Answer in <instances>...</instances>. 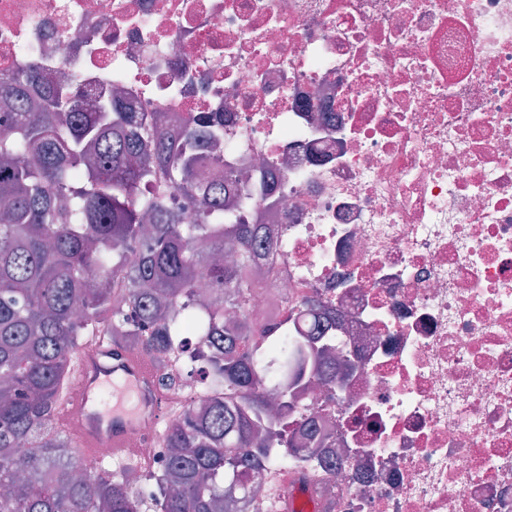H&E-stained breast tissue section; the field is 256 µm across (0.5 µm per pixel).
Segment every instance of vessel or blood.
Listing matches in <instances>:
<instances>
[{"mask_svg": "<svg viewBox=\"0 0 512 512\" xmlns=\"http://www.w3.org/2000/svg\"><path fill=\"white\" fill-rule=\"evenodd\" d=\"M154 373V363L145 354L117 347L101 336L86 344L56 417L82 456H94L103 447L111 448L113 458L127 455L130 436L147 423L136 401ZM75 407L80 417H71Z\"/></svg>", "mask_w": 512, "mask_h": 512, "instance_id": "1", "label": "vessel or blood"}]
</instances>
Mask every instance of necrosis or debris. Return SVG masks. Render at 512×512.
<instances>
[{
	"instance_id": "necrosis-or-debris-1",
	"label": "necrosis or debris",
	"mask_w": 512,
	"mask_h": 512,
	"mask_svg": "<svg viewBox=\"0 0 512 512\" xmlns=\"http://www.w3.org/2000/svg\"><path fill=\"white\" fill-rule=\"evenodd\" d=\"M33 65L223 123L221 175L288 244L249 311L340 315L354 366L304 402L341 455L246 512L310 479L334 512H512V0H0V74ZM172 373L138 484L209 366Z\"/></svg>"
}]
</instances>
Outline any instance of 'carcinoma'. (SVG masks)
Instances as JSON below:
<instances>
[{
    "mask_svg": "<svg viewBox=\"0 0 512 512\" xmlns=\"http://www.w3.org/2000/svg\"><path fill=\"white\" fill-rule=\"evenodd\" d=\"M0 104V512H224L226 486L247 490L290 459L327 465L317 427L301 456L277 426L299 387L336 386V337L295 336L285 320L246 312L273 242L267 225L246 223L251 198L237 181L226 192L201 173L224 126L201 115L173 135L160 112L85 99L36 68L1 76ZM175 194L197 203L193 221ZM226 241L233 260L210 259ZM193 330L207 337L212 371L201 406L160 430L156 487L131 484L135 466L107 459L75 477L81 455L54 416L86 338L162 364ZM270 380L278 417L261 390Z\"/></svg>",
    "mask_w": 512,
    "mask_h": 512,
    "instance_id": "1",
    "label": "carcinoma"
}]
</instances>
